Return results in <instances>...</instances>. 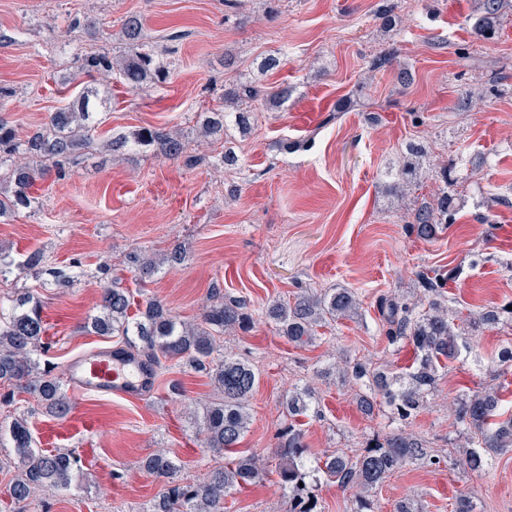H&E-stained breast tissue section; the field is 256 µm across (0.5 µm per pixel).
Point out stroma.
Listing matches in <instances>:
<instances>
[{"mask_svg":"<svg viewBox=\"0 0 512 512\" xmlns=\"http://www.w3.org/2000/svg\"><path fill=\"white\" fill-rule=\"evenodd\" d=\"M388 4L384 28L375 14ZM478 7L479 0H0V29L12 37L0 46V87L12 91L0 99V116L19 137L90 84L81 57L119 49L127 15L143 17L147 44L170 66L166 82L137 90L112 80L97 102L92 150L65 174L49 171L32 209L0 217V255L19 260L38 250L46 258L43 273L16 269L0 278V300L27 291L41 300L50 325L41 360L59 376L73 357L115 346L83 329L112 280L134 296L163 300L186 321L199 317L212 289L245 300L251 323L225 334L224 350L260 373L242 447L267 474L232 492L226 512H286L275 434L290 423L288 394L307 385L316 412L295 424L311 458L355 452L399 427L439 457L436 465L409 463L373 490L381 512L401 500L423 512H451L462 495L473 512H512V454L489 457L483 474L461 466L470 445L455 415L458 399L512 380L499 361L501 349H512V323H473L512 301V79L486 90L492 66L512 65V10L493 39L478 41L471 34ZM77 17L102 25L72 28ZM391 48L412 73L410 85L393 71L371 70L373 58ZM269 55L280 64L259 75ZM256 78L291 86L288 102L254 110L250 130L231 124L222 140L201 142L200 113L223 106L229 82ZM416 115L421 123H413ZM147 125L177 131L200 164L107 148L111 135ZM411 143L426 153L421 182L398 198L388 186ZM228 148L237 168L222 162ZM444 163L450 173L443 180L437 171ZM443 192L455 206L454 224L430 241L409 233L407 212ZM176 247L182 264L136 282V257ZM55 269L72 277L70 287L56 286ZM432 270L448 276L441 300L466 344L439 369L427 406L410 424L385 405L364 415L356 397L366 388L348 365L402 373L416 359L411 345L389 343L378 300H417L419 275ZM309 288L352 289L359 310L294 346L262 310ZM157 377L139 401L71 392L63 420L26 394L0 405V426L27 413L42 448H65L78 460L69 492L39 495L24 512H148L161 482L140 462L159 448L191 481L223 465L193 427L214 394L209 377L182 363L163 366Z\"/></svg>","mask_w":512,"mask_h":512,"instance_id":"1","label":"stroma"}]
</instances>
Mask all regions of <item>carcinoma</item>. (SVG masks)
<instances>
[{"mask_svg":"<svg viewBox=\"0 0 512 512\" xmlns=\"http://www.w3.org/2000/svg\"><path fill=\"white\" fill-rule=\"evenodd\" d=\"M509 8L507 0H480L479 14L472 34L478 40H488L500 26L501 17ZM119 40L123 53H87L81 70L91 76L112 77L118 73L124 84L140 89L148 83L167 80L170 70L156 60L144 41V24L137 15L128 16L121 27ZM95 87H85L66 107L50 116L45 127L21 140L15 128L0 118V160L19 158L9 173L13 190L0 191V217L18 214L33 207L31 189L41 174L40 166L50 163L61 168L75 161L93 142L95 124L90 122V97L97 95ZM290 87H264L253 83L235 84L224 90V104L230 111L214 110L205 114L199 127L204 138L224 133V122L232 116L237 125L246 128L251 112L240 108L243 102H257L268 110L280 108L289 98ZM149 149L168 159L185 158L189 165L199 158L186 152V144L177 132L161 126H143L130 136L118 134L108 146L120 153L129 144ZM422 149L409 147V159L389 186L397 195L405 194V185L420 176ZM454 222L448 196L442 195L412 209L406 216L416 236L434 239L440 231ZM184 261V252L174 249L162 261L150 256L137 259L140 281L154 276L160 263L175 266ZM128 289L114 281L102 288L99 315L91 318L89 326L99 336L119 338V351H126L131 338L140 342L139 350L153 368L160 360L185 361L206 372L216 392V398L195 415L204 447L232 458L210 472L206 479L186 483L179 476L180 466L164 449L146 456L140 467L161 479L162 487L151 512H224L225 498L231 491L257 482L264 474L260 460L238 451L250 422L249 401L258 377L246 361L224 353L220 338L226 332L243 330L249 323L245 302L224 299L215 291L213 303L201 314L200 321L177 319L161 301L146 299L131 313ZM358 302L349 288H330L324 292L302 291L288 299L270 301L264 316L275 324L276 330L288 342L296 345L313 340L316 328L336 319L357 313ZM381 321L387 325L391 342L406 341L416 354L414 367L407 373H393L356 363L351 375L357 381L367 380L370 393L360 396V409L365 414L374 411L375 396L380 395L393 407L398 419L407 422L427 404L434 388L436 372L443 361L457 358L463 337L448 319V309L439 299L427 302H398L383 297L379 301ZM512 321V310L502 305L479 318L481 324ZM47 326L43 320L42 304L30 294L14 300L10 312L0 306V386L9 388L3 402L10 403L15 394L26 393L35 398L45 411L62 418L71 408L61 379L52 370L40 367L38 355L45 348ZM314 392L305 387L288 399V415L304 416L309 412ZM458 419L468 426L473 449L466 452L463 465L472 472L486 470L487 456L512 452V414L500 413V397L491 390L476 391L457 403ZM11 454L0 459L14 469L10 496L15 503L26 502L39 492L61 493L69 490L75 478L77 459L60 449L37 447L28 419L13 417L10 428ZM276 469L287 497L286 512H322L315 487L320 478L341 487L358 485L372 491L395 470L406 464L428 458L427 445L417 436L397 428L383 437L371 440L353 456L330 454L312 463L301 430L292 425L278 431Z\"/></svg>","mask_w":512,"mask_h":512,"instance_id":"cac0c4a2","label":"carcinoma"}]
</instances>
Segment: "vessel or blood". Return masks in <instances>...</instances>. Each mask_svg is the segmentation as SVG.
I'll use <instances>...</instances> for the list:
<instances>
[{"mask_svg":"<svg viewBox=\"0 0 512 512\" xmlns=\"http://www.w3.org/2000/svg\"><path fill=\"white\" fill-rule=\"evenodd\" d=\"M67 382L81 393L139 400L154 389L156 378L144 359L100 347L70 361Z\"/></svg>","mask_w":512,"mask_h":512,"instance_id":"1","label":"vessel or blood"}]
</instances>
